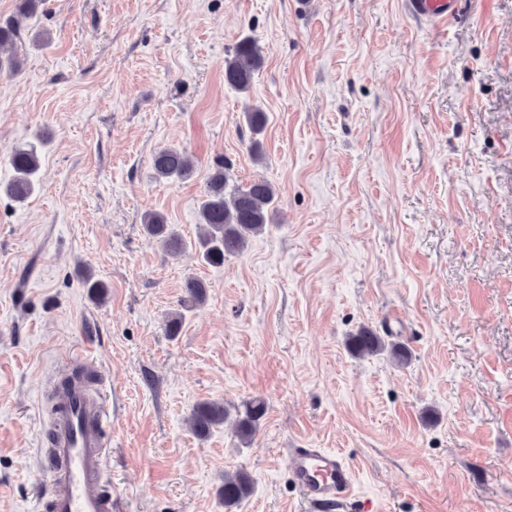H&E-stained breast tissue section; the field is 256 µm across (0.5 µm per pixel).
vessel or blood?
<instances>
[{
	"label": "vessel or blood",
	"instance_id": "obj_1",
	"mask_svg": "<svg viewBox=\"0 0 512 512\" xmlns=\"http://www.w3.org/2000/svg\"><path fill=\"white\" fill-rule=\"evenodd\" d=\"M410 11L429 20H448L456 0H408ZM58 411L44 430L51 461L49 486L37 512H112V495L103 492L105 435L110 413L101 391L87 383L58 390ZM289 476L305 499L326 508L348 497L353 470L338 453L323 448H290Z\"/></svg>",
	"mask_w": 512,
	"mask_h": 512
}]
</instances>
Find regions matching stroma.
<instances>
[{"instance_id": "35a3bbf8", "label": "stroma", "mask_w": 512, "mask_h": 512, "mask_svg": "<svg viewBox=\"0 0 512 512\" xmlns=\"http://www.w3.org/2000/svg\"><path fill=\"white\" fill-rule=\"evenodd\" d=\"M245 37L264 63L241 94L224 59ZM14 48L0 181L51 140L36 193L0 196V512H35L52 386L86 363L112 512H225L237 470L253 490L232 512H314L296 445L351 465L331 512H512V0H458L447 24L407 0H45ZM166 146L191 178L154 179ZM221 160L275 186L273 223L220 266L166 254L143 214L191 243ZM363 328L408 364L355 356ZM255 396L251 444L187 427L199 402Z\"/></svg>"}]
</instances>
